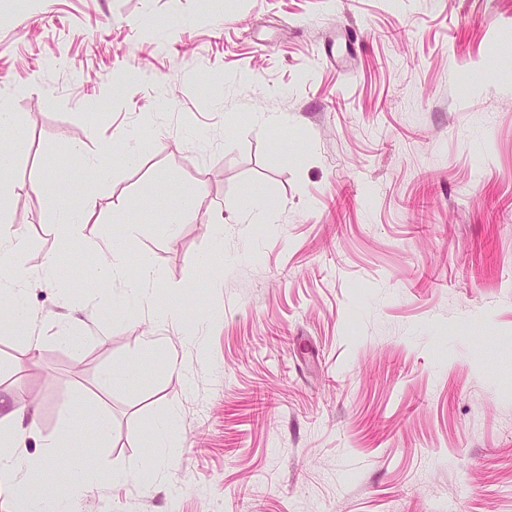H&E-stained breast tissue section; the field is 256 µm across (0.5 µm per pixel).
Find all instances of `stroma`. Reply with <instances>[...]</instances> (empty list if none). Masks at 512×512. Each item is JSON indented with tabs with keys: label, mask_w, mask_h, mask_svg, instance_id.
Returning a JSON list of instances; mask_svg holds the SVG:
<instances>
[{
	"label": "stroma",
	"mask_w": 512,
	"mask_h": 512,
	"mask_svg": "<svg viewBox=\"0 0 512 512\" xmlns=\"http://www.w3.org/2000/svg\"><path fill=\"white\" fill-rule=\"evenodd\" d=\"M0 98L28 142L9 218L59 281L28 294L37 357L0 332V389L46 436L76 400L110 416L111 445L82 451L107 472L176 419L158 482L102 481L77 512H512V0H0ZM48 173L97 197L100 232L120 205L144 219L131 266L216 321L86 288L90 256L61 264L25 189ZM247 192L272 223H235ZM183 194L198 218L167 232ZM114 362L142 383L102 387ZM77 164L87 171L96 181H105L111 176L112 169L109 165L102 164L98 157H90L80 149L75 150Z\"/></svg>",
	"instance_id": "obj_1"
}]
</instances>
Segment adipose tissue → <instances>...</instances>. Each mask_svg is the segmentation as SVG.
Instances as JSON below:
<instances>
[{
  "label": "adipose tissue",
  "mask_w": 512,
  "mask_h": 512,
  "mask_svg": "<svg viewBox=\"0 0 512 512\" xmlns=\"http://www.w3.org/2000/svg\"><path fill=\"white\" fill-rule=\"evenodd\" d=\"M13 114L8 101L0 100V306L9 312L8 328L23 336L30 355H37L41 336L27 302L33 280L54 284V262L46 260L37 273H30L23 257L27 243L23 235L12 231L8 220L10 202L19 186L9 178L14 160L24 153L25 141L11 134ZM55 231L62 248L91 251L94 260L87 270L88 285L109 279L122 282L126 295L139 297L149 282L159 281L161 274L148 264H141L137 274L128 272L126 243L143 230L142 222L132 220L126 212L112 218L111 236L93 240L84 230L98 223L97 202L88 195L75 205L59 204L54 209ZM113 437L111 421L92 409L68 422L53 435H42L34 410L21 406L13 391L0 396V491H7L18 501L20 512H72L81 493L102 479L90 459L62 460L60 449L74 446L103 447ZM40 440L44 453L28 459L22 454L27 440Z\"/></svg>",
  "instance_id": "ef3b65f1"
}]
</instances>
